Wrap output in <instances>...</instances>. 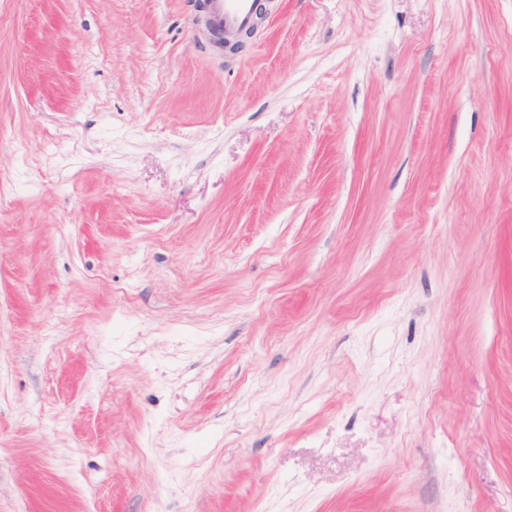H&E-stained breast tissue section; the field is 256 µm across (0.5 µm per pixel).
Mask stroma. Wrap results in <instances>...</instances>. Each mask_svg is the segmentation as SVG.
<instances>
[{
	"label": "stroma",
	"instance_id": "1",
	"mask_svg": "<svg viewBox=\"0 0 512 512\" xmlns=\"http://www.w3.org/2000/svg\"><path fill=\"white\" fill-rule=\"evenodd\" d=\"M0 0V512H512V0ZM255 0H208V14L217 28L239 30L249 27L254 17Z\"/></svg>",
	"mask_w": 512,
	"mask_h": 512
}]
</instances>
